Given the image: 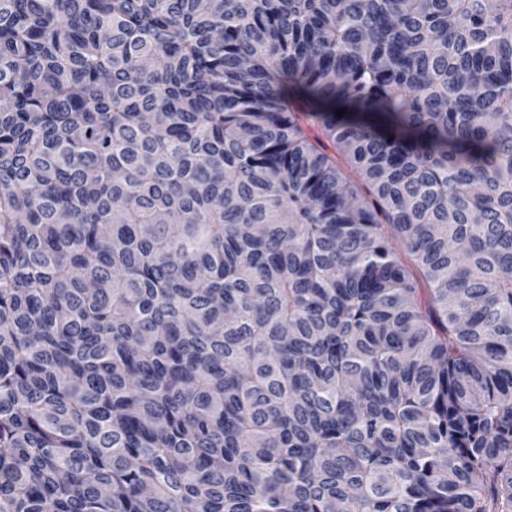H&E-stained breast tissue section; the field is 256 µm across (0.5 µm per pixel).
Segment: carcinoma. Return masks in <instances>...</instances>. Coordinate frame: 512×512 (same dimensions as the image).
<instances>
[{
	"label": "carcinoma",
	"mask_w": 512,
	"mask_h": 512,
	"mask_svg": "<svg viewBox=\"0 0 512 512\" xmlns=\"http://www.w3.org/2000/svg\"><path fill=\"white\" fill-rule=\"evenodd\" d=\"M0 512H512V0H0Z\"/></svg>",
	"instance_id": "1"
}]
</instances>
